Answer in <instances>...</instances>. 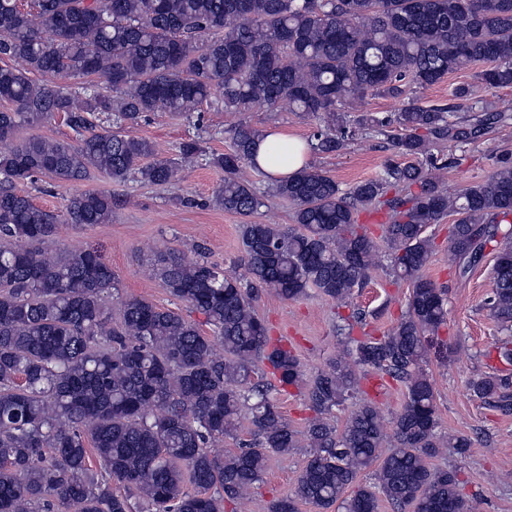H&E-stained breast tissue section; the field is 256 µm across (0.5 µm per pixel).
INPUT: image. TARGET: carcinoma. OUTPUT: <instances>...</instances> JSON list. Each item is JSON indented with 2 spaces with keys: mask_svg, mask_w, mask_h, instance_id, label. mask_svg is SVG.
I'll list each match as a JSON object with an SVG mask.
<instances>
[{
  "mask_svg": "<svg viewBox=\"0 0 512 512\" xmlns=\"http://www.w3.org/2000/svg\"><path fill=\"white\" fill-rule=\"evenodd\" d=\"M0 59L12 61L0 66V142L60 112L76 134L0 151V512H135V497L151 512H224L226 503L243 512L269 455L302 439L309 451L295 490L271 512H296L298 501L321 512H378L380 494L398 512H472L458 470L430 463L445 448L466 454L471 442L436 434L424 365L447 324V299L422 274L433 249L426 228L455 215L448 254L466 267L497 248L487 306L512 329V160L500 158L487 182L450 191L432 174L449 162L429 146L482 137L512 120V103L460 117L458 105L421 107L405 96L475 63L490 64L486 87L512 86V0H30L25 8L0 0ZM92 75L108 91L63 85ZM216 85L226 112L286 104L319 120L312 151L336 153L361 129L395 126L402 134L392 150L413 161L390 160L347 190L310 167L278 181L275 194L295 205L294 225H243L241 276L176 250L159 254L153 274L212 335L137 297L121 302L114 325L107 302L116 275L101 251L51 247L62 224L108 223L112 193L75 195L58 214L19 184L44 176L66 185L98 172L175 185L180 163L201 155L198 143H182L178 163L155 160L149 141L99 129L90 116L136 125L152 112L189 114ZM367 94L402 104L345 125L336 107ZM229 135L231 150L208 157L224 170L213 201L251 216L264 201L245 172L257 169L262 133L239 124ZM366 210L389 214L378 240L359 223ZM381 251L395 280L411 281L406 310L387 335L350 339L314 377L307 399L315 417L299 433L269 393L305 386L304 366L288 346L271 348L253 303L261 290L294 301L310 288L342 301L372 279ZM357 367L405 386L395 416L358 397ZM469 390L512 408L506 375L483 374ZM350 399L344 425L330 424L325 415ZM245 422L248 440L240 438ZM227 438L239 448L214 452ZM370 469L377 486L345 495Z\"/></svg>",
  "mask_w": 512,
  "mask_h": 512,
  "instance_id": "obj_1",
  "label": "carcinoma"
}]
</instances>
